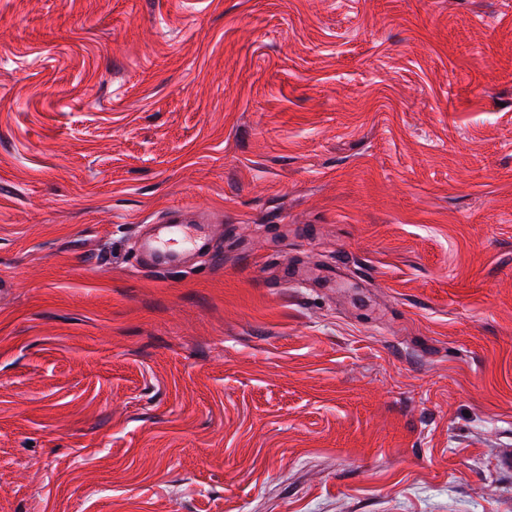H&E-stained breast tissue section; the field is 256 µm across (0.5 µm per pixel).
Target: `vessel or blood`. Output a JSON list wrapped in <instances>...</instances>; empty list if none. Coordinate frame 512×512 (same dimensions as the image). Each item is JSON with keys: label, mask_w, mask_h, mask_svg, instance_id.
I'll return each mask as SVG.
<instances>
[{"label": "vessel or blood", "mask_w": 512, "mask_h": 512, "mask_svg": "<svg viewBox=\"0 0 512 512\" xmlns=\"http://www.w3.org/2000/svg\"><path fill=\"white\" fill-rule=\"evenodd\" d=\"M212 222L210 215L170 207L160 222L140 225L134 239L137 256L157 271L178 267L194 252L218 256L222 248L212 233Z\"/></svg>", "instance_id": "1"}]
</instances>
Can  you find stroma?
<instances>
[{"mask_svg":"<svg viewBox=\"0 0 512 512\" xmlns=\"http://www.w3.org/2000/svg\"><path fill=\"white\" fill-rule=\"evenodd\" d=\"M2 278L0 512H512V0H0ZM213 218L184 206H171L157 224H142L134 239L138 258L153 270L169 271L181 265L194 252L217 257L220 243L211 229Z\"/></svg>","mask_w":512,"mask_h":512,"instance_id":"1","label":"stroma"}]
</instances>
